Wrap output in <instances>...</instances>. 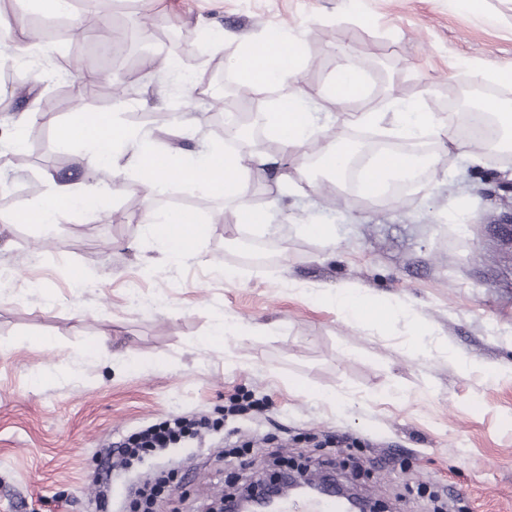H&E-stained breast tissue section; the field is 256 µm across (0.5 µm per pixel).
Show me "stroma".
<instances>
[{
	"label": "stroma",
	"mask_w": 512,
	"mask_h": 512,
	"mask_svg": "<svg viewBox=\"0 0 512 512\" xmlns=\"http://www.w3.org/2000/svg\"><path fill=\"white\" fill-rule=\"evenodd\" d=\"M124 2L111 20L127 36L120 52L107 54L93 29L69 23L48 49L0 53V136L45 141L20 165L6 162L0 143V215L49 194L52 178L83 182L88 155L58 143L75 106L124 123L136 110L173 112L192 131L182 147L218 142L201 119L210 97L187 94L183 77L211 65L233 73L240 44L274 27L300 38L307 65L298 85L331 131L346 126L349 110L321 94L344 44L369 74L363 106L379 112L383 130L396 120L393 97L432 112L448 85H481L473 66L512 69V0ZM150 24L180 38L182 72L144 40ZM202 26L222 30V50L198 37ZM71 61L102 82L136 78L125 99L97 97L80 92L65 70ZM7 68L20 82L7 81ZM29 107L55 125L20 122ZM430 145L440 162L414 203L340 207L315 190V171H306L301 194L278 171L256 172L251 190L273 214L263 237L281 244L270 263L232 250L249 227L220 196L198 208L208 227L199 258L166 263L140 215L170 209L173 196L195 198L182 185L166 198L114 194L109 213L62 217L48 234L0 222V270L15 276L11 292L0 293V512H96L101 452L175 414L219 425L113 473L110 512H143L132 491L158 475L172 489L153 512H205L249 482L268 440L283 463L302 453L335 461L338 475L390 512H433L434 492L448 512H512V379L459 364L512 366V191L499 185L504 166L487 158L469 165L444 138ZM458 210L470 224L463 239L449 229ZM306 224L332 225L334 243L307 236ZM76 269L95 287H75ZM348 283L413 310L423 336L401 315L379 328L346 322L326 297ZM226 320L238 323L237 335L205 345ZM93 346L99 354L84 356ZM247 391L266 398V410L225 415ZM331 435L352 444L321 447ZM256 436L261 444L246 454L234 450Z\"/></svg>",
	"instance_id": "35a3bbf8"
}]
</instances>
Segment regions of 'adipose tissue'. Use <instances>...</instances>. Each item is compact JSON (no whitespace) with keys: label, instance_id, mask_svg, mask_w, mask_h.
<instances>
[{"label":"adipose tissue","instance_id":"obj_1","mask_svg":"<svg viewBox=\"0 0 512 512\" xmlns=\"http://www.w3.org/2000/svg\"><path fill=\"white\" fill-rule=\"evenodd\" d=\"M307 60L300 50L299 39L286 31H270L259 41L240 45L235 60L239 86L256 95L269 85H277L279 98L272 112L263 116L264 133L276 142L275 156L251 151H230L223 144H211L203 154L192 150H167L160 146L145 148L141 133L123 125L117 118L82 109L75 110L60 129L62 145L77 147L93 163L89 177H97L99 168H108L111 178L120 179V188L145 196L164 192L180 183L193 190L224 196L234 202L237 223L267 230L272 220L268 209L248 205L246 175L252 169H268L296 157L304 145L323 134L312 121V103L297 84ZM393 108L399 115L391 129L392 137L421 141L444 133V124L436 113L423 111L414 101L396 98ZM445 134V133H444ZM438 158L429 153L407 151L380 152L373 156L358 180L362 199H379L391 181L417 172L432 173ZM112 191L108 188H82L70 182L53 181L50 194L31 200L19 213L15 223L35 224L42 228L58 223L61 214L95 217L105 212ZM143 221L153 229L157 250L169 261L179 262L198 256L204 228L197 213L149 210ZM344 318L366 326H383L392 322L394 308L357 284H347L330 297Z\"/></svg>","mask_w":512,"mask_h":512}]
</instances>
